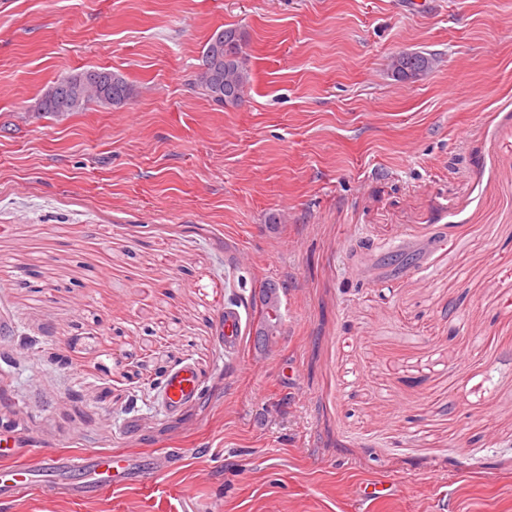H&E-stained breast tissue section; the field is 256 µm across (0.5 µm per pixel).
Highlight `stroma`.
Instances as JSON below:
<instances>
[{"label":"stroma","instance_id":"stroma-1","mask_svg":"<svg viewBox=\"0 0 512 512\" xmlns=\"http://www.w3.org/2000/svg\"><path fill=\"white\" fill-rule=\"evenodd\" d=\"M227 25L234 107L194 81ZM92 67L128 104L37 111ZM1 322L0 468L159 476L55 471L0 512H512V0H0ZM187 365L203 395L166 411ZM410 56L414 57L415 63L413 64V67L418 71L415 74L408 75L405 68H407ZM431 64V59L425 55L417 53H402L394 57L391 64V71L393 77H396L397 80L411 81L425 75L431 69ZM134 464L133 459L125 454L105 452L93 455L43 454L39 464L34 467L43 471L65 468L78 475L92 472L108 485L118 487L131 479Z\"/></svg>","mask_w":512,"mask_h":512}]
</instances>
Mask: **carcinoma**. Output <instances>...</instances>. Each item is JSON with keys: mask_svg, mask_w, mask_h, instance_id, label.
I'll return each mask as SVG.
<instances>
[{"mask_svg": "<svg viewBox=\"0 0 512 512\" xmlns=\"http://www.w3.org/2000/svg\"><path fill=\"white\" fill-rule=\"evenodd\" d=\"M244 33L227 27L209 39L199 63L196 85L213 101L235 106L250 81L247 59L243 55ZM431 69L425 55L402 53L394 57L392 75L399 81H411ZM134 96V88L120 73L105 68L85 69L55 81L38 102V111L63 115L77 112L96 101L112 107L126 105Z\"/></svg>", "mask_w": 512, "mask_h": 512, "instance_id": "cac0c4a2", "label": "carcinoma"}]
</instances>
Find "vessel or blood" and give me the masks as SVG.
<instances>
[{"label":"vessel or blood","instance_id":"b4317fda","mask_svg":"<svg viewBox=\"0 0 512 512\" xmlns=\"http://www.w3.org/2000/svg\"><path fill=\"white\" fill-rule=\"evenodd\" d=\"M165 402L169 410L178 411L199 395V380L194 368L187 367L168 375L164 382ZM46 471L65 468L77 474L87 472L100 476L108 485L126 484L134 470L129 456L115 452L93 455H42L38 467L0 468V497H12L26 492L34 483L36 469Z\"/></svg>","mask_w":512,"mask_h":512}]
</instances>
